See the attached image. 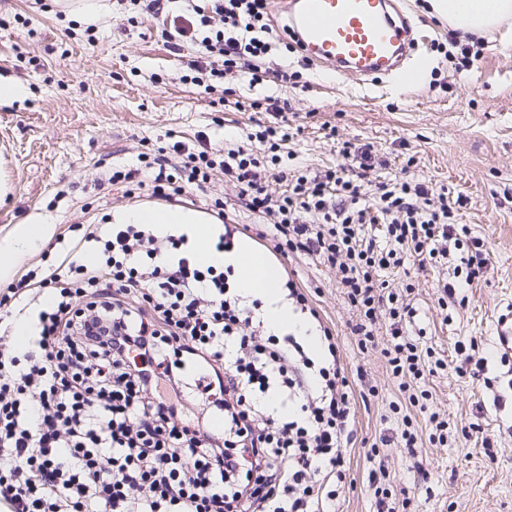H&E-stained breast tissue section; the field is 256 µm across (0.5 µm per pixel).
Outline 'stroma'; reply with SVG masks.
<instances>
[{
  "label": "stroma",
  "mask_w": 512,
  "mask_h": 512,
  "mask_svg": "<svg viewBox=\"0 0 512 512\" xmlns=\"http://www.w3.org/2000/svg\"><path fill=\"white\" fill-rule=\"evenodd\" d=\"M395 2L422 29L428 66L417 84L396 88L338 75L302 51H287L277 27L270 64L301 72L302 86L235 83L218 106L182 82L179 60L194 48L177 52L165 41L167 15L140 14L122 32L106 17L90 45L68 34L69 20L54 0H0V78L27 89L20 100L0 105V174L10 183L0 197V239L18 225L43 224L46 242H54L97 207L89 186L104 171L177 142L242 140L267 119L246 108L248 99L288 100L286 117L296 130L286 145L289 170L333 168L344 142L370 145L387 161L376 181L408 179L465 197L457 223L482 243L491 264L486 277L444 305L439 287L451 280L450 269L409 258L384 275L387 288L411 287L416 317L408 331L448 363L426 375L432 396L423 412L406 404L383 353L389 320H380L373 346L360 349L351 333L355 310L338 290L335 270L307 255L276 252L236 188L220 177L209 186L208 195L222 198L246 225L244 239L260 243L282 273H295L338 338L356 394L336 512H375L368 475L380 465L402 512H512V355L498 351L493 330L512 304V30L483 34L484 49L460 71L459 47L469 34L451 30L424 0ZM61 190L66 198L55 201ZM460 340L473 344L483 366L465 363L455 350ZM395 402L412 420L416 454L398 438ZM432 412L448 421L446 441L429 438ZM386 436L391 445H382Z\"/></svg>",
  "instance_id": "obj_1"
}]
</instances>
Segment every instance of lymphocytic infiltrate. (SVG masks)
<instances>
[{"label":"lymphocytic infiltrate","mask_w":512,"mask_h":512,"mask_svg":"<svg viewBox=\"0 0 512 512\" xmlns=\"http://www.w3.org/2000/svg\"><path fill=\"white\" fill-rule=\"evenodd\" d=\"M269 0H205L192 21L174 17L173 49L195 46L186 77L209 95L224 82L297 84L299 72L268 66L274 50ZM274 121L243 144L172 155L140 154L136 165L97 179L106 191L178 206L216 175L262 217L272 239L335 268L357 312L351 331L373 342L391 322L384 350L401 391L423 379L425 361L406 329L415 310L384 291L381 273L405 259L466 275L442 293L471 286L490 270L479 241L456 227L462 199L429 201L409 180L372 183L383 161L367 145L344 143L336 169L281 168L287 100H250ZM287 181L271 196L269 179ZM41 266L0 292V328L27 326L22 347L0 346V507L6 512H333L342 480L355 390L336 338L294 279L288 298L318 320L324 344L310 355L293 334L269 333L244 305L223 264L198 261L184 234L156 236L146 224H73ZM202 365L197 391L224 418L185 414L186 364ZM287 404L278 416L265 403Z\"/></svg>","instance_id":"f902f5d3"}]
</instances>
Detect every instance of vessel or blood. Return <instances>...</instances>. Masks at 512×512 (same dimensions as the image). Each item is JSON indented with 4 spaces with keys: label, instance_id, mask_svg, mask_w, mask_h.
I'll list each match as a JSON object with an SVG mask.
<instances>
[{
    "label": "vessel or blood",
    "instance_id": "vessel-or-blood-1",
    "mask_svg": "<svg viewBox=\"0 0 512 512\" xmlns=\"http://www.w3.org/2000/svg\"><path fill=\"white\" fill-rule=\"evenodd\" d=\"M388 6V0H295L282 23L314 60L361 80L387 76L404 86L422 68L412 55L417 31Z\"/></svg>",
    "mask_w": 512,
    "mask_h": 512
}]
</instances>
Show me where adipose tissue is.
Returning a JSON list of instances; mask_svg holds the SVG:
<instances>
[{"label":"adipose tissue","mask_w":512,"mask_h":512,"mask_svg":"<svg viewBox=\"0 0 512 512\" xmlns=\"http://www.w3.org/2000/svg\"><path fill=\"white\" fill-rule=\"evenodd\" d=\"M431 8L449 27L472 34H482L512 21V0H431ZM120 224H152L164 231L172 225L190 224L194 227V244L198 256L207 260L210 252V228L199 223L189 211L136 208L116 218ZM45 235L44 226L21 224L14 232L0 240V272L14 269ZM225 265L235 269L240 289L263 302L262 320L266 328L278 334L287 329H300L301 324L282 303L278 281L280 271L250 242H239L224 255Z\"/></svg>","instance_id":"adipose-tissue-1"}]
</instances>
